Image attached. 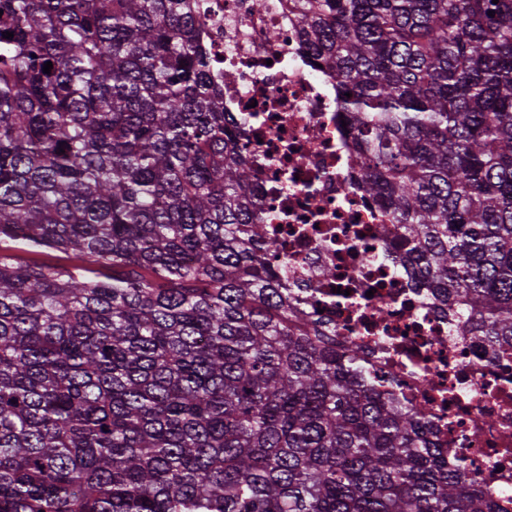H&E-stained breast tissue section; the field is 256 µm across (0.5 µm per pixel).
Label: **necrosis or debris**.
Returning <instances> with one entry per match:
<instances>
[{
    "label": "necrosis or debris",
    "mask_w": 512,
    "mask_h": 512,
    "mask_svg": "<svg viewBox=\"0 0 512 512\" xmlns=\"http://www.w3.org/2000/svg\"><path fill=\"white\" fill-rule=\"evenodd\" d=\"M203 38L224 57L217 77L236 123L288 293L323 322L397 404L420 410L449 461L512 512V353L483 356L399 261L386 223L356 179L334 75L300 45L289 0H204Z\"/></svg>",
    "instance_id": "4bbe7bcc"
}]
</instances>
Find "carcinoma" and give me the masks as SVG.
<instances>
[{"mask_svg": "<svg viewBox=\"0 0 512 512\" xmlns=\"http://www.w3.org/2000/svg\"><path fill=\"white\" fill-rule=\"evenodd\" d=\"M298 7L401 261L512 350V0ZM0 10V512H499L289 302L201 6ZM13 248L10 253L15 254L21 258H24L28 261H36V262H49L58 267H70L73 262L71 259L59 252H49L42 253L39 251H31L29 247L23 244L13 245Z\"/></svg>", "mask_w": 512, "mask_h": 512, "instance_id": "carcinoma-1", "label": "carcinoma"}]
</instances>
